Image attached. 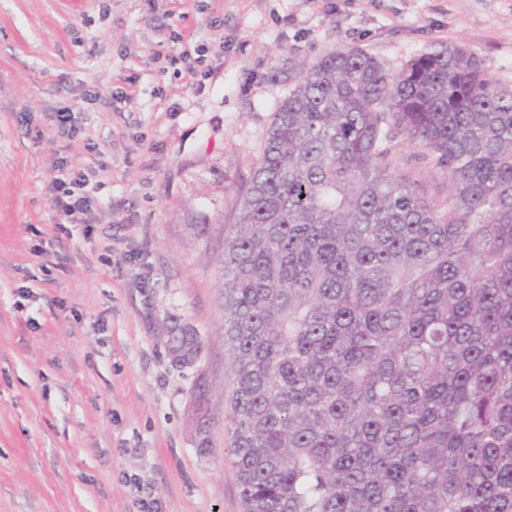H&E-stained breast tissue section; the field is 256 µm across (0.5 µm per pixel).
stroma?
<instances>
[{
  "label": "stroma",
  "mask_w": 512,
  "mask_h": 512,
  "mask_svg": "<svg viewBox=\"0 0 512 512\" xmlns=\"http://www.w3.org/2000/svg\"><path fill=\"white\" fill-rule=\"evenodd\" d=\"M448 42L512 85V0H0V512H242L219 258L287 75ZM183 50L198 76L164 68ZM59 161L91 223L57 208ZM170 317L205 338L195 366Z\"/></svg>",
  "instance_id": "35a3bbf8"
}]
</instances>
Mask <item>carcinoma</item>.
<instances>
[{"mask_svg":"<svg viewBox=\"0 0 512 512\" xmlns=\"http://www.w3.org/2000/svg\"><path fill=\"white\" fill-rule=\"evenodd\" d=\"M288 82L220 259L243 512H512V87L453 42L395 73L339 48ZM397 144L394 155L395 162L405 170L424 174L423 185L429 196L438 193L444 196L447 193L446 183L443 179L428 174L425 169L426 163L420 156L422 149L416 148L402 139H399Z\"/></svg>","mask_w":512,"mask_h":512,"instance_id":"carcinoma-1","label":"carcinoma"}]
</instances>
